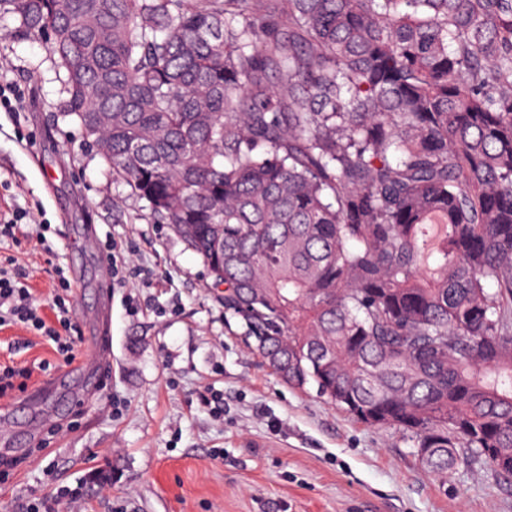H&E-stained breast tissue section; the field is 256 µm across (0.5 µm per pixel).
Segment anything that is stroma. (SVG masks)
<instances>
[{"label":"stroma","instance_id":"35a3bbf8","mask_svg":"<svg viewBox=\"0 0 512 512\" xmlns=\"http://www.w3.org/2000/svg\"><path fill=\"white\" fill-rule=\"evenodd\" d=\"M17 27L0 16V83L28 92L19 112H0V207L41 203L55 253L35 250L25 224L0 240V259L17 258L47 316L64 273L72 314L60 333L80 353L110 309L112 364L97 379L64 365L37 370L0 399L21 443L0 476V512L76 486L65 512H512V486L493 471L429 475L397 431L289 387L250 353L201 257L171 225L145 219L144 201L112 179L68 116L47 41ZM109 239L152 287L137 279L104 293ZM53 358L37 332L0 330V367ZM212 390L224 398L218 415L204 401ZM33 420L41 434L29 441Z\"/></svg>","mask_w":512,"mask_h":512}]
</instances>
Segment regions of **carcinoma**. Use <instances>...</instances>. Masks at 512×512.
Listing matches in <instances>:
<instances>
[{
    "label": "carcinoma",
    "mask_w": 512,
    "mask_h": 512,
    "mask_svg": "<svg viewBox=\"0 0 512 512\" xmlns=\"http://www.w3.org/2000/svg\"><path fill=\"white\" fill-rule=\"evenodd\" d=\"M286 384L512 478V0H0ZM112 113V122L99 115Z\"/></svg>",
    "instance_id": "obj_1"
}]
</instances>
